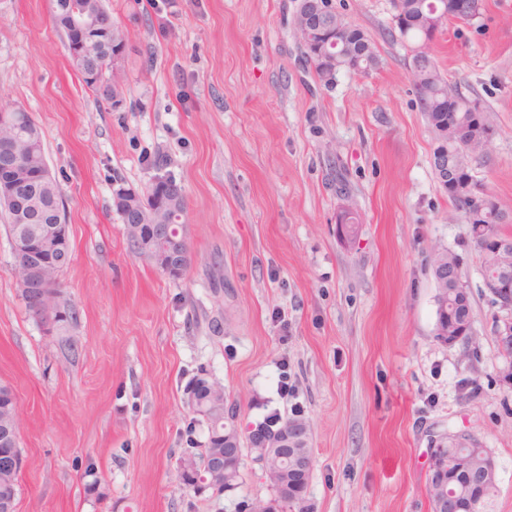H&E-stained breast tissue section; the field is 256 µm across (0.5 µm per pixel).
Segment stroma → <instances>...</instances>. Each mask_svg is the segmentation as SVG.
Returning <instances> with one entry per match:
<instances>
[{
    "instance_id": "35a3bbf8",
    "label": "stroma",
    "mask_w": 512,
    "mask_h": 512,
    "mask_svg": "<svg viewBox=\"0 0 512 512\" xmlns=\"http://www.w3.org/2000/svg\"><path fill=\"white\" fill-rule=\"evenodd\" d=\"M104 4L127 35L117 108L73 67L52 0H0V105L41 130L72 249L59 301L76 313L50 335L28 312L0 209V384L18 399L26 458L17 512H238L273 499L248 453L234 490L183 483L179 459L207 437L188 393L202 373L240 430L301 411L308 512H431V451L460 434L496 464L489 512H512L501 312L436 179L393 0H333L378 63L331 85L302 57L297 0ZM433 54L492 113L473 173L512 217V0L448 23ZM159 177L187 202L191 261L178 279L129 251L113 207L116 188L142 193ZM346 211L351 235L339 230ZM441 247L462 260L473 352L434 335Z\"/></svg>"
}]
</instances>
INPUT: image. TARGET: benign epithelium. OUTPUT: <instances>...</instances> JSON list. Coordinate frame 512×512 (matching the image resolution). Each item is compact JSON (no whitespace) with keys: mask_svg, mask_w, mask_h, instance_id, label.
I'll use <instances>...</instances> for the list:
<instances>
[{"mask_svg":"<svg viewBox=\"0 0 512 512\" xmlns=\"http://www.w3.org/2000/svg\"><path fill=\"white\" fill-rule=\"evenodd\" d=\"M472 0H439L434 12L439 21L448 22V16L465 21L469 19ZM67 28L65 35L71 52L82 53L88 48L89 34L102 24V17L90 6L68 0L63 9ZM338 13L330 0H298L293 20L295 35L307 60L320 66L324 82L336 81V58L338 51L336 36L346 33L352 23L336 22ZM126 45V39L112 34L109 42L99 49L91 66L83 72L85 78L93 80L106 68L112 66ZM458 130L456 119L433 129L435 145L439 147L435 163L440 172L439 183L448 191V164L441 148L454 141ZM30 143L20 134L0 137V202L3 203L16 222L11 240L13 264L10 271L20 287V293L35 311L42 314L46 332H55L67 313L58 310L42 313L43 305L60 288V277H51L50 272L61 273L70 256L59 254L69 242L62 199L52 202L53 224L39 238L28 235L24 225L37 220L40 213L33 212L38 204L35 192L38 187L52 181L47 163L38 165L27 161ZM150 191L155 194L156 215L162 221L146 222L137 203L140 194L125 189L115 193L114 203L122 206L126 213V229L133 247L141 244L142 238L152 236L161 239V246L149 254L150 261L166 276L180 278L188 259L186 225L171 223L170 214L179 210V195L183 191L164 178L156 179ZM479 236L478 248L482 256L491 257L489 268L492 276L483 278L484 286L493 301L505 312L495 327V338L506 363L501 370L503 386L512 389V240L500 238L490 232L488 224H473ZM433 276L437 288L438 319L435 325L436 339L444 345L472 346L476 329L471 312L468 288L461 275L460 258L446 250L438 252L432 260ZM203 409L216 418L224 420V442L209 449L203 459L187 453L180 459L181 472L193 475L197 482L214 489L236 487L241 477L237 459L241 441H247L254 461L260 466L263 478L279 494L298 504H303L308 491V476L313 470V453L309 446L310 433L306 421L298 416L281 420L275 427L259 431L254 425L242 436L235 425V409L224 398V393L207 378ZM19 406L13 390L0 391V512H16V481L25 466V458L17 443L20 438L18 422ZM471 438L457 435L448 443H439L433 448L427 476L433 479V512H463L465 505L476 510L485 498L491 485L477 477L474 469L475 457L462 449L470 447Z\"/></svg>","mask_w":512,"mask_h":512,"instance_id":"1","label":"benign epithelium"}]
</instances>
